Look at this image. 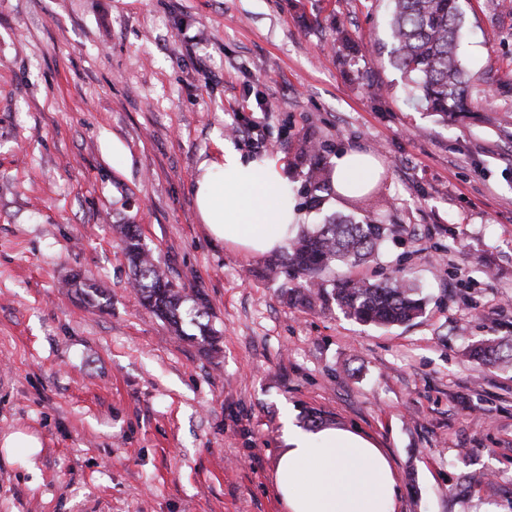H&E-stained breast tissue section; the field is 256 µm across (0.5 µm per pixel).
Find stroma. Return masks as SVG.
<instances>
[{
    "instance_id": "stroma-1",
    "label": "stroma",
    "mask_w": 512,
    "mask_h": 512,
    "mask_svg": "<svg viewBox=\"0 0 512 512\" xmlns=\"http://www.w3.org/2000/svg\"><path fill=\"white\" fill-rule=\"evenodd\" d=\"M387 0H0V512H282L284 416L361 432L388 453L399 512H512V369L466 355L512 336V137L483 115L444 124L388 56ZM473 96L512 116V11L463 0ZM250 126L230 137L228 124ZM284 166L302 225L303 143L325 164L380 162L399 225L360 276L405 273L426 299L377 327L308 308L269 256L215 241L200 161L224 140ZM187 292L220 339L202 352L144 308L117 226ZM78 272L109 305L88 310ZM2 448H26L29 457V465L33 471H36L34 457L41 449L39 438L33 434L16 431L6 435L1 444Z\"/></svg>"
}]
</instances>
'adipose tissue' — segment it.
I'll return each instance as SVG.
<instances>
[{
    "label": "adipose tissue",
    "mask_w": 512,
    "mask_h": 512,
    "mask_svg": "<svg viewBox=\"0 0 512 512\" xmlns=\"http://www.w3.org/2000/svg\"><path fill=\"white\" fill-rule=\"evenodd\" d=\"M382 168L368 153L347 151L334 161L333 187L347 196L365 189ZM287 178L272 158L244 157L223 144L198 165L194 198L209 234L250 255L287 246L302 216L285 200ZM274 473L285 512H397L393 463L351 430L286 428Z\"/></svg>",
    "instance_id": "adipose-tissue-1"
}]
</instances>
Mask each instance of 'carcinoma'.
Returning <instances> with one entry per match:
<instances>
[{
	"mask_svg": "<svg viewBox=\"0 0 512 512\" xmlns=\"http://www.w3.org/2000/svg\"><path fill=\"white\" fill-rule=\"evenodd\" d=\"M388 17L391 65L414 100L446 122L470 112L486 110L471 97L470 78L459 55V43L466 25L460 0H390ZM309 189L322 202V193L331 190V173L319 163L306 173ZM397 231L368 215L327 217L313 230H302L288 244V252L269 267L278 277L282 269L293 268L302 278L285 293L303 306H326L334 302L342 313L359 323L401 325L420 316L425 309L418 288L405 276L382 283L342 277L326 285L324 273L338 265L369 262L380 243ZM122 252L133 272L134 285L146 309L169 324L179 336L196 343L205 352L217 348L218 336L206 320L205 297L189 296L167 277L160 263L141 242L137 226H121ZM75 292L87 306L102 310L109 299L95 285L81 281ZM470 356L478 364L498 368L512 366V338H489L473 345Z\"/></svg>",
	"mask_w": 512,
	"mask_h": 512,
	"instance_id": "cac0c4a2",
	"label": "carcinoma"
}]
</instances>
